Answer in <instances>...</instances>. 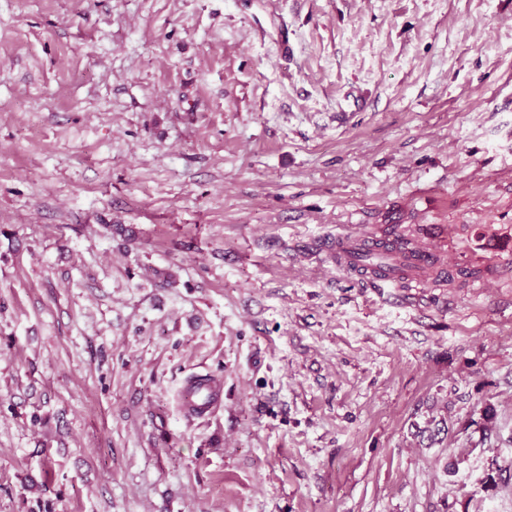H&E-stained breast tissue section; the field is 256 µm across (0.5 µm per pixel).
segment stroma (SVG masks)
Wrapping results in <instances>:
<instances>
[{
	"mask_svg": "<svg viewBox=\"0 0 512 512\" xmlns=\"http://www.w3.org/2000/svg\"><path fill=\"white\" fill-rule=\"evenodd\" d=\"M394 227L477 277L323 248ZM43 503L512 512V0H0V512ZM197 398L192 405L185 408V413L189 416H204L209 413L218 401V388H214L211 384H204L195 389Z\"/></svg>",
	"mask_w": 512,
	"mask_h": 512,
	"instance_id": "35a3bbf8",
	"label": "stroma"
}]
</instances>
